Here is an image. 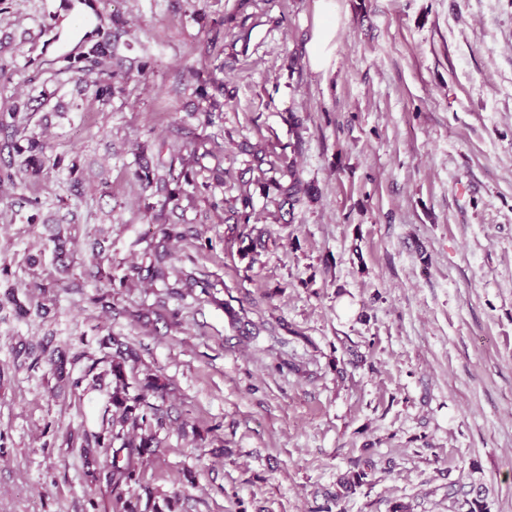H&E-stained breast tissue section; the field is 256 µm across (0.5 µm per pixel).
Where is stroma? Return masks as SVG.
<instances>
[{"label":"stroma","instance_id":"obj_1","mask_svg":"<svg viewBox=\"0 0 512 512\" xmlns=\"http://www.w3.org/2000/svg\"><path fill=\"white\" fill-rule=\"evenodd\" d=\"M335 4L318 72L317 0H7L0 112L31 101L46 164L0 185V512H123L66 443L101 432L104 395L20 353L49 341L73 376L102 373L111 336L139 354L133 377L170 384L143 482L176 512H315L367 457L374 476L333 512H454L449 485L473 481L512 512V0ZM115 22L119 57L148 70L104 105L56 58L80 50L65 27ZM217 65L234 98L207 126L195 89ZM180 127L221 151L195 163L191 236L169 244L201 282L182 298L126 280L160 204L134 173L182 152ZM245 142L317 190L284 215L251 185L253 261L216 207L240 193ZM317 21L311 41L309 59L316 71L327 69L335 44L336 14L333 0L317 1Z\"/></svg>","mask_w":512,"mask_h":512}]
</instances>
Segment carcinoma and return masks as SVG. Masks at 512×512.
I'll return each mask as SVG.
<instances>
[{"mask_svg":"<svg viewBox=\"0 0 512 512\" xmlns=\"http://www.w3.org/2000/svg\"><path fill=\"white\" fill-rule=\"evenodd\" d=\"M85 51L77 57L69 54L62 56L66 62L65 69L76 68L79 62L87 63V69L91 70L101 66L106 60L112 59L116 51V39L112 30L96 31L95 35L85 40ZM131 78V72L120 67L111 66L101 70V77L94 81V95L103 102L112 100L119 85ZM198 97L208 102V116L221 111L225 88L224 80L213 77L195 89ZM27 104H16L10 112L0 115V130L8 133L10 137H21L26 141L24 151L29 153L25 159L26 172L31 177H39L42 172V161L40 155L43 153V143L35 134L27 133V128L16 123V115ZM195 155L184 157L174 155L170 161L159 162L156 167L145 165L135 172V178L141 183L144 189H149L152 195L164 198L162 207L155 214V223L159 224L162 239L149 250L151 257V277L161 281L165 287L175 290L176 285L168 283L169 279V252L166 241L170 238L180 236L176 231V222L172 220L175 210L179 208L183 198L190 197L187 188L196 186V176L193 168ZM269 171L274 176L267 178L261 183L265 191L275 190L282 198V204L293 209L300 204L304 198L312 195V185L304 182L295 168L294 162L281 161L279 163L269 160ZM288 177V183L284 184L275 177V174ZM251 206V196L242 193L234 202L228 206L229 216L226 221L235 224L234 230L238 233L240 242H248L243 247L246 252L254 250L255 240L251 232L247 231L251 215L247 209ZM40 354L48 355L58 373L63 375L67 363L66 354L58 348H50V344L40 347ZM138 359L137 353L124 343H116V350L111 356L110 373L113 379L112 390L107 392L108 407L115 409L118 423L121 427L127 428L122 434L121 447L112 451V462L110 465V476L112 490L117 499L123 497V487L132 484L141 485L143 474L141 468L146 462L156 456L157 448L160 447L157 429L163 426L162 408L151 402L153 398H164L168 390V383L157 375L148 374L144 379H138L131 383L126 374V364ZM372 470V462L368 459H358L352 462L351 467L338 479L336 483V494L332 495L331 503L317 507V512H332V505L355 494L357 489L367 483ZM143 486V485H141ZM145 497H136L135 500L124 502V512H162V508L173 509L177 499L170 497L165 499L164 505L155 502L153 492L148 486H143ZM461 512H489L486 502V489L483 486H474L470 490V497L464 499L458 505Z\"/></svg>","mask_w":512,"mask_h":512,"instance_id":"1","label":"carcinoma"}]
</instances>
